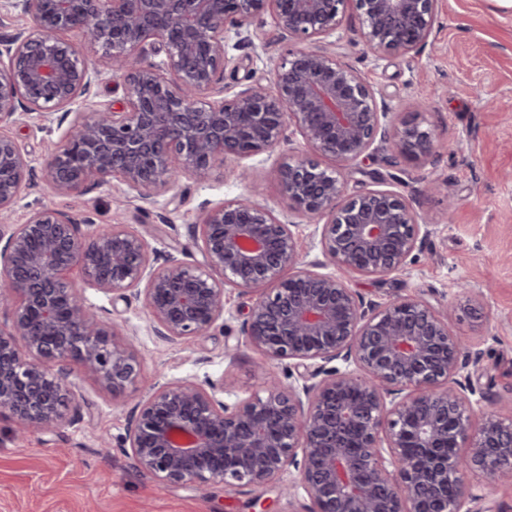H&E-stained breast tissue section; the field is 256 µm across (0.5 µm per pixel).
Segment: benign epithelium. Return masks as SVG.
I'll return each mask as SVG.
<instances>
[{"label": "benign epithelium", "mask_w": 512, "mask_h": 512, "mask_svg": "<svg viewBox=\"0 0 512 512\" xmlns=\"http://www.w3.org/2000/svg\"><path fill=\"white\" fill-rule=\"evenodd\" d=\"M361 19L365 53L417 54L430 39L436 0H15L34 31L5 39L0 59V123L17 109L45 114L74 104L104 73L123 78L121 107L76 113L59 150L43 166L55 196L121 181L149 201L181 174L206 176L220 161L274 151L300 135L313 154L343 166L362 161L377 139L415 161L435 151L432 133L403 123L389 131L374 88L318 42L343 25L348 2ZM271 16L300 44L272 61L271 85H248L209 102L229 65L224 33L250 39ZM76 32L77 45L65 38ZM165 53L157 65L150 57ZM30 169L0 134V212L11 208ZM289 209L306 217L325 259L348 272L383 276L404 268L429 222L399 193L373 189L349 198L334 170L285 154L278 172ZM205 267L156 266L146 240L111 224L92 234L52 205L0 233V409L22 430H52L68 406L70 365L117 392L140 374L115 325L64 280L79 268L105 292L135 291L159 336L208 335L224 314V286L252 295L243 324L267 363L294 360L302 383L268 377L265 396L229 407L224 386L184 380L154 388L137 404L126 443L136 466L166 484L264 485L289 468L313 512H454L489 500L512 477V421L482 415L468 351L430 303L399 297L365 305L347 282L304 263L289 221L260 200L226 201L197 225ZM220 273L216 278L214 273ZM340 360L344 368L326 364ZM453 444L470 448L447 455ZM478 469L482 483L464 473Z\"/></svg>", "instance_id": "obj_1"}]
</instances>
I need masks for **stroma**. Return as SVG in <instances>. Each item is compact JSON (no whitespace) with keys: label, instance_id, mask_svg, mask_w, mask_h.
Returning <instances> with one entry per match:
<instances>
[{"label":"stroma","instance_id":"35a3bbf8","mask_svg":"<svg viewBox=\"0 0 512 512\" xmlns=\"http://www.w3.org/2000/svg\"><path fill=\"white\" fill-rule=\"evenodd\" d=\"M359 27L355 7H348L332 37L333 51L374 87L389 120L432 131L438 159H406L388 139L359 165L342 168L346 195L391 189L432 220L423 247L402 270L345 279L366 303L415 296L447 312L449 326L482 351L470 374L483 408L512 419V8L502 0H437L431 41L415 56L364 54ZM283 45L268 15L253 27L251 42L226 33L231 63L211 99L267 83L270 62ZM418 100L432 102V110L416 111ZM71 121L63 110L45 115L21 108L0 125L31 166L16 203L0 213V232L9 233L51 202L83 224L126 225L147 240L157 264L174 258L198 266L203 258L194 226L205 209L256 188L276 214L288 212L277 178L283 162L278 150L243 159L253 174L249 184L218 164L204 178L185 175L148 202L117 180L51 197L41 169ZM431 181L438 191H427ZM68 278L82 286L94 312L132 340L141 376L112 392L72 367L69 408L51 431L20 430L0 412V512H255L259 500L266 512H311L302 487L288 496L281 492L293 474L262 487L164 484L137 469L125 443L131 413L152 387L183 380L221 384L231 407L263 394L265 371L243 334L249 296L226 287L224 314L208 335L169 343L156 335L141 300L103 292L78 269Z\"/></svg>","mask_w":512,"mask_h":512}]
</instances>
